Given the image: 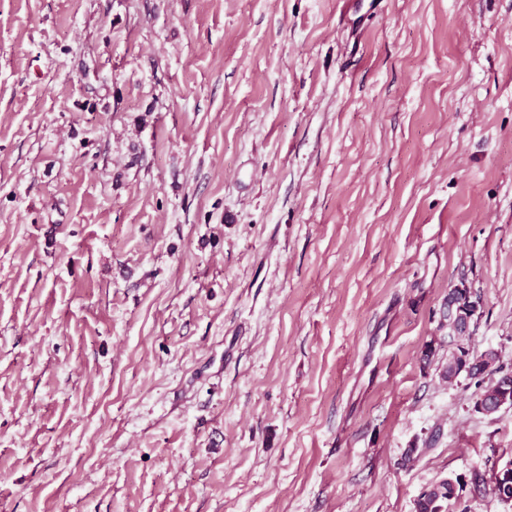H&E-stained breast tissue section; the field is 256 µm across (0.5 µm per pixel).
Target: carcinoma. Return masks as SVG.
<instances>
[{
  "mask_svg": "<svg viewBox=\"0 0 512 512\" xmlns=\"http://www.w3.org/2000/svg\"><path fill=\"white\" fill-rule=\"evenodd\" d=\"M496 361L497 354L492 350L475 356L465 344H458L448 365L440 372V377L451 382L465 373L470 379L477 380V385L483 386V390L475 405L482 406L487 413H494L501 402L512 401V373L502 372V367L496 366ZM494 373L498 377L485 379V376ZM460 491V480L444 479L419 494L415 501V512H448L451 504L460 498Z\"/></svg>",
  "mask_w": 512,
  "mask_h": 512,
  "instance_id": "1",
  "label": "carcinoma"
}]
</instances>
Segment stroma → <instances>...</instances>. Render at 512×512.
Masks as SVG:
<instances>
[{
    "mask_svg": "<svg viewBox=\"0 0 512 512\" xmlns=\"http://www.w3.org/2000/svg\"><path fill=\"white\" fill-rule=\"evenodd\" d=\"M456 286L511 371L512 0H0V512H512ZM477 310L478 304H474L473 310L469 312L464 324H462L461 321L456 322L453 316L448 319V336H456V340H454L453 343L457 344L456 350L448 360V365L440 372V377L447 382H451L461 373H465L470 379H477V385L482 386L485 382V374L487 376L489 374L492 375L502 372V366L492 368L497 361V354L494 351L488 350L479 356H475L470 353V350L465 344H459L464 342V336L470 335V325L474 320L473 318ZM482 387V393L474 404V408L477 411L480 410L478 406L481 405L482 411L496 413V408L501 402L512 401V373L501 374L495 379L489 378L488 384ZM503 405L504 403H501L498 409ZM462 488L458 478L455 481L442 480L419 494L415 501V512H448L452 501L460 498Z\"/></svg>",
    "mask_w": 512,
    "mask_h": 512,
    "instance_id": "stroma-1",
    "label": "stroma"
}]
</instances>
